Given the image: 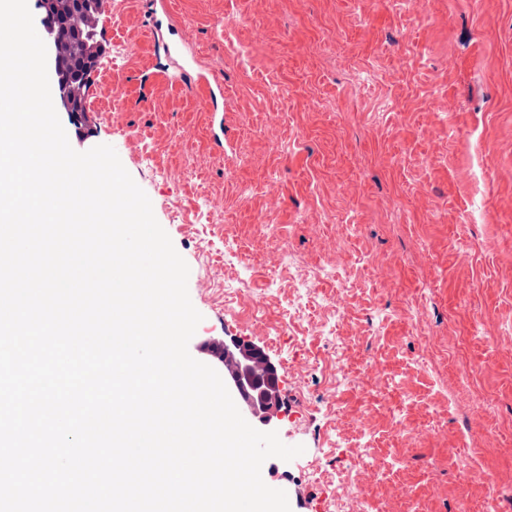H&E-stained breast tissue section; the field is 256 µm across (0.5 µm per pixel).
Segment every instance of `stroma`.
Instances as JSON below:
<instances>
[{"mask_svg": "<svg viewBox=\"0 0 512 512\" xmlns=\"http://www.w3.org/2000/svg\"><path fill=\"white\" fill-rule=\"evenodd\" d=\"M152 4L104 10L103 107L59 118L115 148L188 264L190 354L240 339L275 365V430L305 451L264 482L291 512L354 486L483 512L512 489V0H173L151 33ZM189 50L216 100L170 82Z\"/></svg>", "mask_w": 512, "mask_h": 512, "instance_id": "stroma-1", "label": "stroma"}]
</instances>
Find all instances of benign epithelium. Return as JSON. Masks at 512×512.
<instances>
[{
	"label": "benign epithelium",
	"mask_w": 512,
	"mask_h": 512,
	"mask_svg": "<svg viewBox=\"0 0 512 512\" xmlns=\"http://www.w3.org/2000/svg\"><path fill=\"white\" fill-rule=\"evenodd\" d=\"M38 4L43 10L41 23L47 35L60 108L85 124V115L78 111L79 104L73 96L79 93L86 97L88 91L74 87L64 90V87H68V81L64 78L60 63L67 51V42L57 27L59 5L57 0H38ZM101 15L102 12L90 4L78 12H71L67 21L76 29L82 24L96 29ZM274 372V364L257 345L243 340L224 344V381L237 392L243 409L264 425L271 424L278 413L277 395L272 393L267 382V377Z\"/></svg>",
	"instance_id": "1"
}]
</instances>
